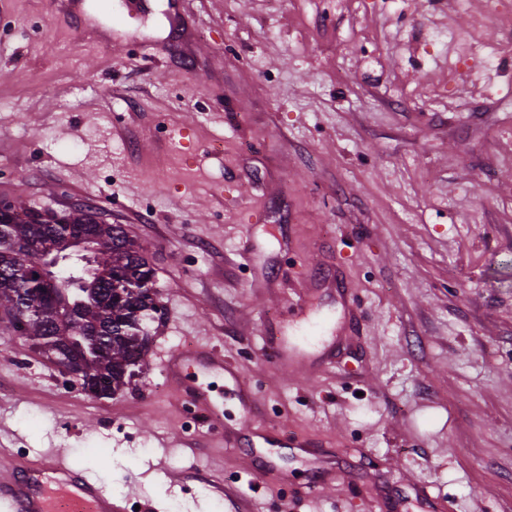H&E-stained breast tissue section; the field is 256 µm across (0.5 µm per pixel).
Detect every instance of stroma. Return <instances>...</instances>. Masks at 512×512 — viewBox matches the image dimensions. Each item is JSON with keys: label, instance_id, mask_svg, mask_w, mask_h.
<instances>
[{"label": "stroma", "instance_id": "stroma-1", "mask_svg": "<svg viewBox=\"0 0 512 512\" xmlns=\"http://www.w3.org/2000/svg\"><path fill=\"white\" fill-rule=\"evenodd\" d=\"M481 4L88 0L89 32L0 0V202L122 225L162 306L108 399L0 340V450L61 457L123 512H512V26ZM300 298L326 343L287 375L260 350ZM210 346L261 428L317 442L279 450L281 478L164 375ZM318 457L341 478L310 486Z\"/></svg>", "mask_w": 512, "mask_h": 512}]
</instances>
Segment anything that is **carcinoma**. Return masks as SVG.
I'll use <instances>...</instances> for the list:
<instances>
[{"label":"carcinoma","mask_w":512,"mask_h":512,"mask_svg":"<svg viewBox=\"0 0 512 512\" xmlns=\"http://www.w3.org/2000/svg\"><path fill=\"white\" fill-rule=\"evenodd\" d=\"M70 226H87L89 235L51 254L14 248ZM160 312L155 269L121 225L98 221L90 209L58 215L0 206V316L8 334L70 369L85 393L109 398L131 383L149 346L146 321Z\"/></svg>","instance_id":"carcinoma-1"}]
</instances>
